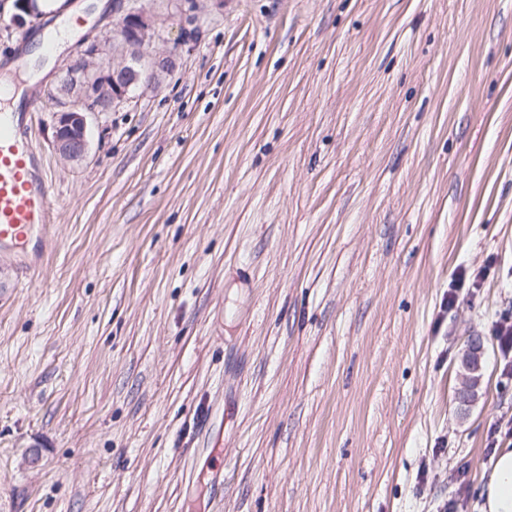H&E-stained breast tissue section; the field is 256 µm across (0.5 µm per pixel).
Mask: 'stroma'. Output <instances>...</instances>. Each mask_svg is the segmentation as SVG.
<instances>
[{
	"mask_svg": "<svg viewBox=\"0 0 512 512\" xmlns=\"http://www.w3.org/2000/svg\"><path fill=\"white\" fill-rule=\"evenodd\" d=\"M62 2L26 77L0 9L56 240L0 288V512H477L512 444V0H139L149 56L196 38L77 161L48 94L122 15ZM484 356V341L481 336H472L461 356L460 386L457 399L460 410L470 406L477 396L481 384V375H476L481 369Z\"/></svg>",
	"mask_w": 512,
	"mask_h": 512,
	"instance_id": "stroma-1",
	"label": "stroma"
}]
</instances>
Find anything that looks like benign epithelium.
Segmentation results:
<instances>
[{
    "label": "benign epithelium",
    "instance_id": "7a95c632",
    "mask_svg": "<svg viewBox=\"0 0 512 512\" xmlns=\"http://www.w3.org/2000/svg\"><path fill=\"white\" fill-rule=\"evenodd\" d=\"M40 0H12L11 20L18 28L41 20L45 15L39 7ZM121 46L113 38H99L87 34L79 40L78 51L69 57L63 67L68 74L67 98L58 100L54 147L65 160L82 157L87 147V116L123 100L127 89L142 83L155 84L159 73L168 69L169 57H156L151 68L141 71L137 63L145 56L146 47L154 39L152 16L142 8L131 7L125 14L120 28ZM120 61H115V52ZM484 341L480 336L469 339L461 356L460 386L457 399L460 409L470 406L481 384V362Z\"/></svg>",
    "mask_w": 512,
    "mask_h": 512
}]
</instances>
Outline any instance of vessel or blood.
Instances as JSON below:
<instances>
[{
  "label": "vessel or blood",
  "instance_id": "obj_1",
  "mask_svg": "<svg viewBox=\"0 0 512 512\" xmlns=\"http://www.w3.org/2000/svg\"><path fill=\"white\" fill-rule=\"evenodd\" d=\"M39 92L0 113V245L23 240L34 224L52 226L51 183L34 139Z\"/></svg>",
  "mask_w": 512,
  "mask_h": 512
}]
</instances>
